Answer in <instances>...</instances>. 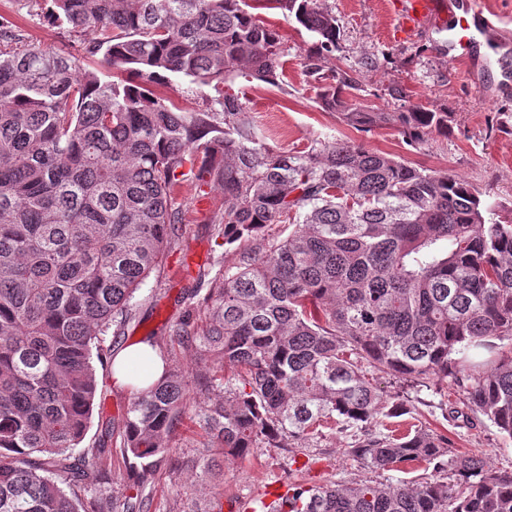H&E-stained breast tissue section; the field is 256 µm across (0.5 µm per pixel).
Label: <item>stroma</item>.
<instances>
[{"label":"stroma","mask_w":512,"mask_h":512,"mask_svg":"<svg viewBox=\"0 0 512 512\" xmlns=\"http://www.w3.org/2000/svg\"><path fill=\"white\" fill-rule=\"evenodd\" d=\"M254 17L276 29L282 56L275 83L236 78L214 87L174 76L156 91L185 112L218 109L224 93L238 96L261 143L277 151L305 152L316 143L348 141L364 144L402 158L412 165L449 172L467 180L481 199L512 209V93L504 95L487 83L482 66L473 76L464 68L452 69L441 50L443 34L414 28L397 36L399 26L394 0H322V7L336 15L341 26L340 49L321 62L326 75L351 71L360 89L349 96L352 106L377 105L398 112L421 103L452 113V131L433 135L425 144L408 146L395 128L383 126L361 131L340 115L324 110L318 102L316 82L307 73L305 54L312 35L295 21L284 20L265 0H247ZM43 0H0V20L12 25V41L0 40V49L36 44L47 49L78 53L79 34L49 24L43 17ZM400 89L403 99L390 95ZM179 212L177 236L167 247L159 269L141 285L130 305L132 317L121 335L105 336L94 361L101 399L99 416L93 417L81 447L73 457L95 446L102 422L122 433V416L132 388L112 381L113 356L140 340L164 342L167 365L187 381L192 400L183 422L168 439L169 454L151 483L140 493L150 512H200L205 504L222 502L223 512H261L268 492L287 484L304 486L342 481L356 483L371 477L386 482L429 476L425 464L411 463L404 472L368 473L343 456L344 433L327 436L308 456L292 458L284 448H261L253 456L230 463L223 480L199 485L192 461L211 441L199 418L214 396L200 376L196 346L174 340L173 330L189 321L194 335H202L208 314L202 304L211 282L223 267L235 263V248L223 247L214 231V218L224 206L219 183H183L175 190ZM460 395L449 381L438 388H421L413 394L410 412L397 425L423 422L445 434L460 454L484 455L495 470L512 472V442L503 441L486 418H462Z\"/></svg>","instance_id":"35a3bbf8"}]
</instances>
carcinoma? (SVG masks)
I'll list each match as a JSON object with an SVG mask.
<instances>
[{
	"instance_id": "1",
	"label": "carcinoma",
	"mask_w": 512,
	"mask_h": 512,
	"mask_svg": "<svg viewBox=\"0 0 512 512\" xmlns=\"http://www.w3.org/2000/svg\"><path fill=\"white\" fill-rule=\"evenodd\" d=\"M53 25L84 36L99 68L72 53L0 50V512H148L113 494L107 448L70 461L98 392L93 350L119 335L130 301L175 237L176 186H224L218 235L238 262L215 277L201 336L174 335L237 376L210 379L217 399L200 422L212 445L207 481L260 448H315L341 429L342 454L371 471L432 469L427 481L291 485L263 512H512V473L452 454L426 425L402 435L384 419L408 400L384 376L425 387L451 379L473 414L512 441V218L489 222L478 192L448 172L336 141L306 153L256 137L238 99L183 112L150 84L170 73L220 85L270 83L277 31L244 0H48ZM316 38L310 74L339 50L336 15L317 0H269ZM134 75L111 80L110 70ZM348 70L320 88L321 105L354 127H394L411 146L446 134L452 114L353 109ZM206 139L205 156L195 144ZM288 217V233L261 235ZM189 403L164 372L136 390L119 451L137 484L156 474ZM40 459H32V455Z\"/></svg>"
}]
</instances>
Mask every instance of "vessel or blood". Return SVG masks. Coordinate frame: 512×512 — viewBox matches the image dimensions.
<instances>
[{
	"instance_id": "1",
	"label": "vessel or blood",
	"mask_w": 512,
	"mask_h": 512,
	"mask_svg": "<svg viewBox=\"0 0 512 512\" xmlns=\"http://www.w3.org/2000/svg\"><path fill=\"white\" fill-rule=\"evenodd\" d=\"M397 11L399 33L421 23L447 31L452 65L468 64L477 57L493 64L512 46V29L484 0H397Z\"/></svg>"
}]
</instances>
